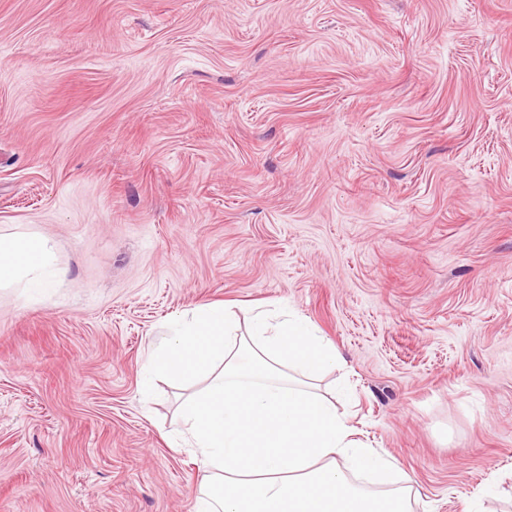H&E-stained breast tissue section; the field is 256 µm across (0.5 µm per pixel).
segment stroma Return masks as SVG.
Returning a JSON list of instances; mask_svg holds the SVG:
<instances>
[{"mask_svg":"<svg viewBox=\"0 0 512 512\" xmlns=\"http://www.w3.org/2000/svg\"><path fill=\"white\" fill-rule=\"evenodd\" d=\"M0 512H193L175 316L308 320L413 512H512V0H0ZM52 254L45 238L0 233V288L22 282L32 290L51 288L64 274Z\"/></svg>","mask_w":512,"mask_h":512,"instance_id":"35a3bbf8","label":"stroma"}]
</instances>
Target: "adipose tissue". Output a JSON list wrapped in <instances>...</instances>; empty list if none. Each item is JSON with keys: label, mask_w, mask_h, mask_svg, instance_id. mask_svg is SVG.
<instances>
[{"label": "adipose tissue", "mask_w": 512, "mask_h": 512, "mask_svg": "<svg viewBox=\"0 0 512 512\" xmlns=\"http://www.w3.org/2000/svg\"><path fill=\"white\" fill-rule=\"evenodd\" d=\"M52 254L45 238L0 233V288L52 287L63 275ZM170 331L149 373L207 381L179 407L199 476L194 512H412L408 474L383 495L350 481L394 464L355 440L321 394L337 354L306 319L257 305L240 335L227 306L214 302L173 319Z\"/></svg>", "instance_id": "adipose-tissue-1"}]
</instances>
